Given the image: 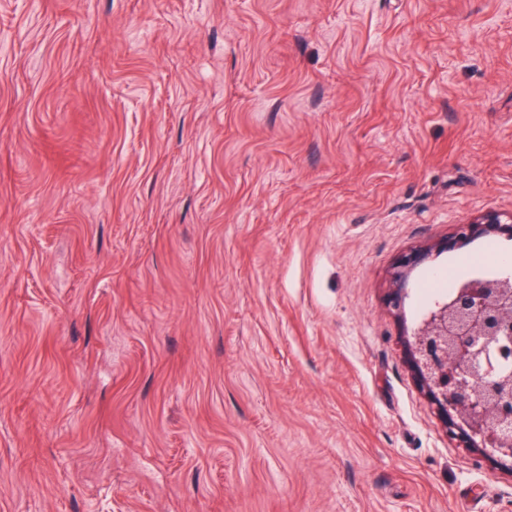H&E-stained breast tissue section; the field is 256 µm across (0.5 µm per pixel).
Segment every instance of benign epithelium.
Listing matches in <instances>:
<instances>
[{
  "label": "benign epithelium",
  "instance_id": "benign-epithelium-1",
  "mask_svg": "<svg viewBox=\"0 0 512 512\" xmlns=\"http://www.w3.org/2000/svg\"><path fill=\"white\" fill-rule=\"evenodd\" d=\"M512 237V212L486 211L442 241L404 255L391 277L389 304L410 295V276L433 249L482 236ZM410 369L433 401L446 433L486 460L512 459V276H477L427 306L406 340Z\"/></svg>",
  "mask_w": 512,
  "mask_h": 512
}]
</instances>
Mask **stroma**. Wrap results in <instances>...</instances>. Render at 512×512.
I'll return each instance as SVG.
<instances>
[{"mask_svg": "<svg viewBox=\"0 0 512 512\" xmlns=\"http://www.w3.org/2000/svg\"><path fill=\"white\" fill-rule=\"evenodd\" d=\"M488 210L512 0H0V512H512L387 303ZM490 235L512 237V212L506 214L495 210L486 211L469 219L465 224H458L456 233L441 243L416 249L404 255L392 273L389 304L396 310L404 306L412 290L409 289L412 288V271L426 261L433 249H453L473 238Z\"/></svg>", "mask_w": 512, "mask_h": 512, "instance_id": "obj_1", "label": "stroma"}]
</instances>
